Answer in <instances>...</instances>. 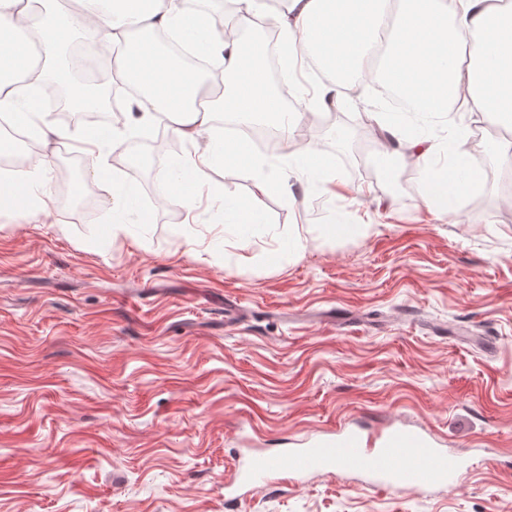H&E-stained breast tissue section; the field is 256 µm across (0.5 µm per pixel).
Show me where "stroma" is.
<instances>
[{"instance_id": "obj_1", "label": "stroma", "mask_w": 512, "mask_h": 512, "mask_svg": "<svg viewBox=\"0 0 512 512\" xmlns=\"http://www.w3.org/2000/svg\"><path fill=\"white\" fill-rule=\"evenodd\" d=\"M356 87L344 143L306 120L343 157L332 180L256 198L252 174L216 168L191 224L153 194L189 141L102 113L106 162L140 201L119 228L78 140L37 156L62 194L31 222L0 215V512H512L505 168L484 153L453 223L421 204L410 159H380L361 120L376 91ZM227 192L257 202L261 236L225 231ZM349 420L427 430L463 475L417 495L281 471L226 501L247 442L293 448Z\"/></svg>"}]
</instances>
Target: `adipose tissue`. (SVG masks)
Masks as SVG:
<instances>
[{"label": "adipose tissue", "instance_id": "ef3b65f1", "mask_svg": "<svg viewBox=\"0 0 512 512\" xmlns=\"http://www.w3.org/2000/svg\"><path fill=\"white\" fill-rule=\"evenodd\" d=\"M236 24L218 30L204 11L189 12L179 0H78L77 10L46 12L47 0H0V112L15 126L28 124L32 93L71 83L67 68L58 67L52 82L28 84L41 55L59 54L72 42L90 48L109 39L122 80L145 91L132 100L141 112L140 126L163 113L171 132L188 140L193 152L179 158L174 176L162 178L161 196L193 214L216 167L256 170L254 196L287 194L291 180L324 183L331 176L328 156L314 148L295 152L288 160V177L261 174L249 145L225 136L215 126V109L245 120L275 122L290 137L301 113L319 112L328 100L340 99L335 85H322L310 97H297L286 107L271 88L263 43L243 44L240 30L251 27L260 9L258 0H240ZM276 12L287 63L303 69L317 66L333 78H345L377 60L372 79L384 80L406 95L416 111L439 114L457 103L480 115L489 125L512 130V0H281ZM169 32L201 57L220 56L224 63V93L203 102L205 80L194 76L180 57L161 53L155 32ZM390 142L407 149L424 178L421 202L461 215V197L480 180L468 162L467 127H458L454 144L431 131H413L396 114L374 113ZM77 137L93 181L112 185V215L120 217L137 205L135 194L112 177L103 150L112 145V126H83L76 130L37 129L43 147L54 140ZM454 149L455 164L433 172L431 160ZM40 180L24 169L0 178V213L16 219L35 217L41 205Z\"/></svg>", "mask_w": 512, "mask_h": 512}]
</instances>
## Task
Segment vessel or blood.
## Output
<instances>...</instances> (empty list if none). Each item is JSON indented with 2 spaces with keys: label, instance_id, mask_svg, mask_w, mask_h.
Masks as SVG:
<instances>
[{
  "label": "vessel or blood",
  "instance_id": "obj_1",
  "mask_svg": "<svg viewBox=\"0 0 512 512\" xmlns=\"http://www.w3.org/2000/svg\"><path fill=\"white\" fill-rule=\"evenodd\" d=\"M285 466L306 476L351 468L364 474L371 488L394 492L444 487L454 482L456 474L446 453L423 432L393 427L368 439L342 424L307 438L301 448L281 454L249 453L235 463L228 484L250 487Z\"/></svg>",
  "mask_w": 512,
  "mask_h": 512
}]
</instances>
